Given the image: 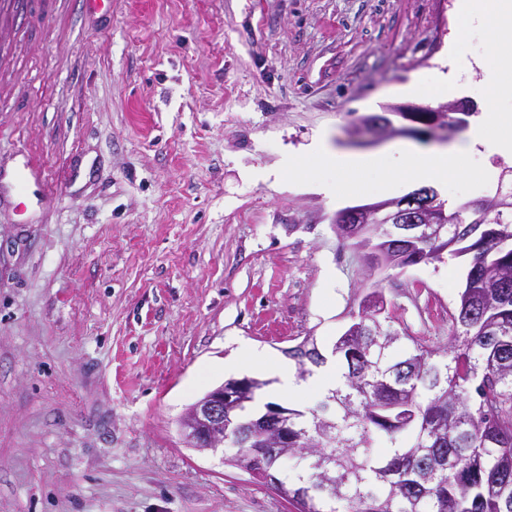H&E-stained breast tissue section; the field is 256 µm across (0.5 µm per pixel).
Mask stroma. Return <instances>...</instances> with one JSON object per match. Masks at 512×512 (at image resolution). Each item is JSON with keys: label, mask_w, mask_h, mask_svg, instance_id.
<instances>
[{"label": "stroma", "mask_w": 512, "mask_h": 512, "mask_svg": "<svg viewBox=\"0 0 512 512\" xmlns=\"http://www.w3.org/2000/svg\"><path fill=\"white\" fill-rule=\"evenodd\" d=\"M457 0H0V512H294L190 448L245 339L330 351L382 297L448 339L462 258L369 272L329 200L273 178L356 132L458 33ZM33 160L41 174L19 181Z\"/></svg>", "instance_id": "obj_1"}]
</instances>
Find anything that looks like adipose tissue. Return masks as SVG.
Segmentation results:
<instances>
[{
	"mask_svg": "<svg viewBox=\"0 0 512 512\" xmlns=\"http://www.w3.org/2000/svg\"><path fill=\"white\" fill-rule=\"evenodd\" d=\"M225 370H247L272 381L267 395L271 398L296 399L309 394H324L341 382L335 363L315 369L307 378H298L293 368L273 357L268 351L247 341H239L235 355L225 360Z\"/></svg>",
	"mask_w": 512,
	"mask_h": 512,
	"instance_id": "ef3b65f1",
	"label": "adipose tissue"
}]
</instances>
